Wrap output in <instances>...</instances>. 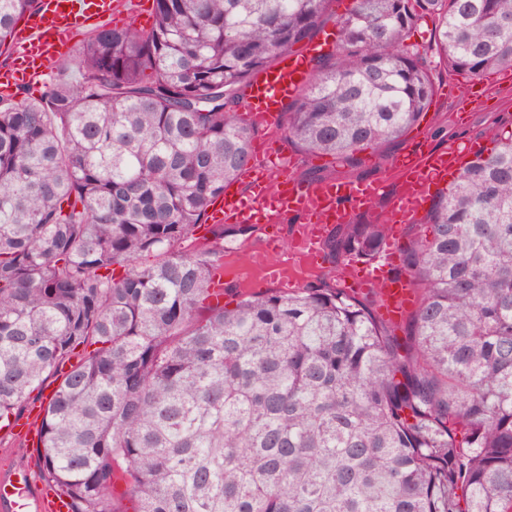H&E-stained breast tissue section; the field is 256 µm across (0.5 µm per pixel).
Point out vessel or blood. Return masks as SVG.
Wrapping results in <instances>:
<instances>
[{
	"label": "vessel or blood",
	"instance_id": "obj_1",
	"mask_svg": "<svg viewBox=\"0 0 512 512\" xmlns=\"http://www.w3.org/2000/svg\"><path fill=\"white\" fill-rule=\"evenodd\" d=\"M120 0H38L15 31L19 47L11 64L0 69V88L20 83H41L49 76L51 62L64 57L73 46L76 34L88 25L103 22L120 12ZM328 33L308 41L303 52L284 56L278 64L261 72L246 91L249 124H276L286 104L304 88L311 74L313 59L323 53ZM472 140L449 143L433 149L412 140L391 164L398 186L382 220L389 231L371 273L356 278L358 288L378 290L382 304L380 316L395 321L411 304L415 286L410 279L395 275L399 263V239L406 225L417 223L432 199L437 186L447 183L464 160L476 154ZM256 162L241 175L248 191L227 184L223 195L211 205L209 218L214 224H262L273 228L288 215L298 216L295 237L285 248H264L268 261L266 277L281 279L286 266L302 261L314 266L321 252L323 237L330 225L349 222L355 212L369 207L382 197L388 186L385 179L367 182H308L292 175L293 155L282 151L257 150ZM31 474L0 478V512H70V504L53 487L41 485L26 505L15 495L19 486L32 484Z\"/></svg>",
	"mask_w": 512,
	"mask_h": 512
}]
</instances>
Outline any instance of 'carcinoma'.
I'll return each instance as SVG.
<instances>
[{"instance_id": "cac0c4a2", "label": "carcinoma", "mask_w": 512, "mask_h": 512, "mask_svg": "<svg viewBox=\"0 0 512 512\" xmlns=\"http://www.w3.org/2000/svg\"><path fill=\"white\" fill-rule=\"evenodd\" d=\"M101 28L81 81L0 96V428L43 405L39 478L71 512H512V126L433 195L395 272L405 323L317 280L221 303L212 202L253 159L233 116L329 0H154ZM35 0H0V47ZM435 19L453 72L512 68V0H354L282 113L294 148L353 168L433 103L405 46ZM388 225H335L365 262Z\"/></svg>"}]
</instances>
